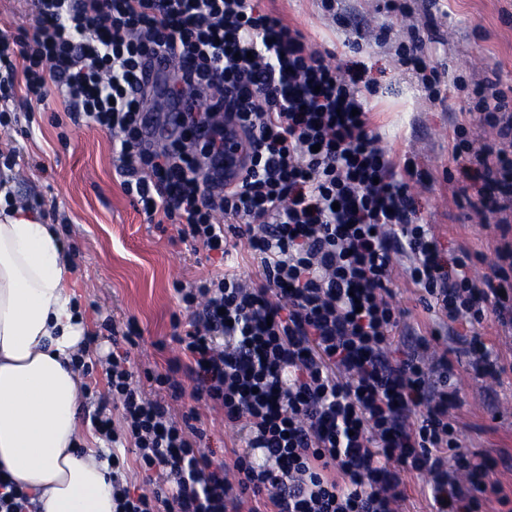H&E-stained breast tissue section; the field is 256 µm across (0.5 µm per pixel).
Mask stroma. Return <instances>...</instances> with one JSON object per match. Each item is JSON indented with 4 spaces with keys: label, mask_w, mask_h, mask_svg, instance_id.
Returning <instances> with one entry per match:
<instances>
[{
    "label": "stroma",
    "mask_w": 512,
    "mask_h": 512,
    "mask_svg": "<svg viewBox=\"0 0 512 512\" xmlns=\"http://www.w3.org/2000/svg\"><path fill=\"white\" fill-rule=\"evenodd\" d=\"M347 22L323 16L319 0H274L273 9L300 28L313 42L348 60L377 91L376 123L384 146L414 157L427 180L414 187L420 223L432 225L444 250L460 246L492 255L497 238L493 223L482 221L459 202L452 185L464 176L448 149L455 124L464 120L462 98L448 85L445 104L426 102L414 74L402 71L389 49L355 40L357 14L387 23L394 33L403 26L381 10L383 0H346ZM447 17L436 24L443 42L429 45L428 64L445 63L450 75L467 81L500 79L512 87V0H440ZM14 151L10 189L41 222H54L70 250L79 302L90 332L99 338L89 346L97 359L113 349L103 324L113 319L131 326L135 344L128 352L136 376L165 371L179 355L172 342V320L185 310L175 292L209 272L231 266L248 279L259 270L238 240L229 260L181 241L171 224L150 222L138 212L121 187L112 167L108 134L69 122L67 113L40 112L30 135L0 131V152ZM454 380L461 392L457 410L465 447L499 456L512 454V369L501 382L476 378L466 362L454 364ZM206 432L204 453L213 462L239 447L237 428L225 423L222 411L205 402L195 404Z\"/></svg>",
    "instance_id": "obj_1"
}]
</instances>
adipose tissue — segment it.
<instances>
[{"label":"adipose tissue","mask_w":512,"mask_h":512,"mask_svg":"<svg viewBox=\"0 0 512 512\" xmlns=\"http://www.w3.org/2000/svg\"><path fill=\"white\" fill-rule=\"evenodd\" d=\"M0 199V470L41 512H112L97 439L78 408L84 381L72 366L87 320L64 244L29 210Z\"/></svg>","instance_id":"obj_1"}]
</instances>
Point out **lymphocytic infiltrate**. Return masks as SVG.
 I'll return each mask as SVG.
<instances>
[{"label":"lymphocytic infiltrate","mask_w":512,"mask_h":512,"mask_svg":"<svg viewBox=\"0 0 512 512\" xmlns=\"http://www.w3.org/2000/svg\"><path fill=\"white\" fill-rule=\"evenodd\" d=\"M33 5L34 30L0 34V127L33 124L58 91L70 119L111 135L112 165L138 211L224 257L231 239H245L261 277L225 270L177 286L187 315L174 318L173 340L184 359L167 372L136 381L120 351L73 360L85 396L99 398L87 418L114 449L113 512H399L407 472L425 476L429 512H484L492 496L512 506L492 479L497 460L463 446L453 362L424 357L459 326L476 377L507 371L476 330L491 315L512 333V97L500 81L473 86L469 119L451 135L453 159L479 182L456 195L498 233L478 277V254L444 253L431 225L415 222L422 174L381 146L375 89L261 0ZM432 28L411 23L395 55L441 104L445 74L424 63ZM160 55L168 97L187 110L178 140L151 143L139 72ZM17 99L19 115L8 107ZM228 119L247 137V161L239 183L216 188ZM476 126L491 138L478 142ZM398 267L436 319L410 350L394 342ZM188 390L238 426L245 447L230 463L202 453L195 410L174 413ZM121 447L150 490L132 493Z\"/></svg>","instance_id":"obj_1"}]
</instances>
